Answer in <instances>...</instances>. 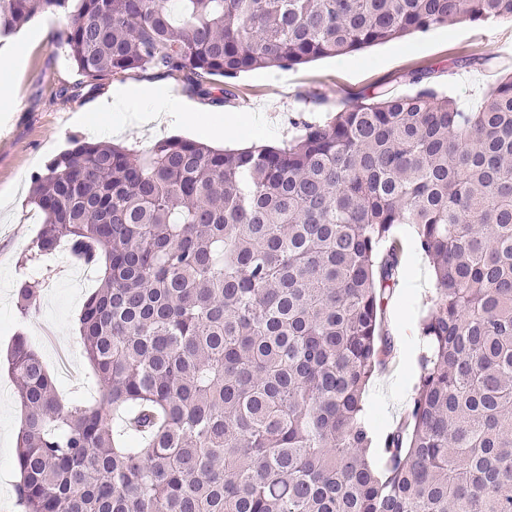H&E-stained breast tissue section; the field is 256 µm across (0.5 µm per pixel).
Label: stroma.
<instances>
[{
	"label": "stroma",
	"instance_id": "1",
	"mask_svg": "<svg viewBox=\"0 0 512 512\" xmlns=\"http://www.w3.org/2000/svg\"><path fill=\"white\" fill-rule=\"evenodd\" d=\"M65 15L43 13L11 39L22 63L9 84L0 85V110L12 120L0 125V193L11 203L0 209V512H18L13 489L17 480L14 460L21 410L15 383L4 363L8 344L23 335L40 354L65 401H93L92 369L79 332L82 306L97 285L85 279L86 268L66 253L34 259V245L43 216L30 202L32 173L67 148L72 137L106 140L150 148L155 141L180 136L237 148L261 139L281 145L294 132L293 121L321 120L361 95L379 90L391 95L411 92L412 74H424L429 86L448 92L459 109L477 110L499 77L512 71V22L465 20L415 33L336 58H322L270 78L268 69L241 74L234 94L215 104L190 90L180 76L154 77L151 72H127L87 90L84 78L67 49L54 34ZM159 86L190 108L194 123L166 115L150 125L134 128L122 114L98 111L113 86ZM87 120L72 123L74 113ZM240 117L241 128L212 140L208 127L213 116ZM404 245L399 282L384 305L382 330L390 336L393 355L376 372L364 399L375 426L376 438L400 426L418 379L417 348L403 335L404 325H417L432 295V267L412 244L408 226L398 228ZM39 284L35 310L21 316L16 288L21 280Z\"/></svg>",
	"mask_w": 512,
	"mask_h": 512
}]
</instances>
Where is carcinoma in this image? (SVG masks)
<instances>
[{"instance_id": "obj_1", "label": "carcinoma", "mask_w": 512, "mask_h": 512, "mask_svg": "<svg viewBox=\"0 0 512 512\" xmlns=\"http://www.w3.org/2000/svg\"><path fill=\"white\" fill-rule=\"evenodd\" d=\"M71 2L0 0V43L59 12L89 90L150 69L218 103L244 72L512 21V0ZM413 83L282 147L74 137L31 176L34 256L99 272L79 316L98 398L64 402L15 337L21 512H512V73L476 112ZM401 224L435 288L406 420L374 457ZM37 298L22 283L20 313Z\"/></svg>"}]
</instances>
